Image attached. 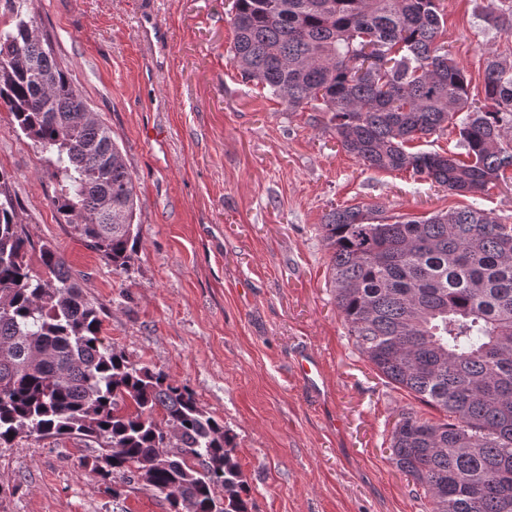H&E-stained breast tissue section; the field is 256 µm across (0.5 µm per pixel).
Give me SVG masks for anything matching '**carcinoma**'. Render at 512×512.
<instances>
[{
    "label": "carcinoma",
    "instance_id": "carcinoma-1",
    "mask_svg": "<svg viewBox=\"0 0 512 512\" xmlns=\"http://www.w3.org/2000/svg\"><path fill=\"white\" fill-rule=\"evenodd\" d=\"M0 27V111L46 156L59 222L125 269L138 255L136 180L111 129L85 102L39 30L29 0H8ZM484 22L512 31V5ZM231 60L288 112L325 128L366 166L405 170L475 195L512 169V60L488 53L483 100L439 43L438 0H234ZM365 43L389 56L359 72ZM453 127L466 159L411 152ZM319 231L336 306L355 346L389 382L445 413L400 414L391 460L428 512H512V224L477 207L394 221L373 207L334 208ZM35 250L0 172V446L30 434L98 445L83 465L106 491L142 483L168 512H251L224 421L161 370L100 337V310L64 256Z\"/></svg>",
    "mask_w": 512,
    "mask_h": 512
}]
</instances>
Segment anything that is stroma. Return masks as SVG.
<instances>
[{
    "mask_svg": "<svg viewBox=\"0 0 512 512\" xmlns=\"http://www.w3.org/2000/svg\"><path fill=\"white\" fill-rule=\"evenodd\" d=\"M233 0H32L38 25L108 125L141 200L127 269L59 223L32 142L0 112V170L35 246L57 249L102 311V336L130 362L189 386L223 419L252 512H425L390 460L400 413L440 414L377 373L347 334L318 226L330 209L425 216L469 206L512 224V179L457 195L405 171L372 169L311 113L286 111L231 61ZM442 34L471 94L487 52L512 56L485 0H439ZM315 353L325 392L299 383ZM90 448L37 435L0 447V512H167L141 485L120 498L82 466Z\"/></svg>",
    "mask_w": 512,
    "mask_h": 512,
    "instance_id": "35a3bbf8",
    "label": "stroma"
}]
</instances>
